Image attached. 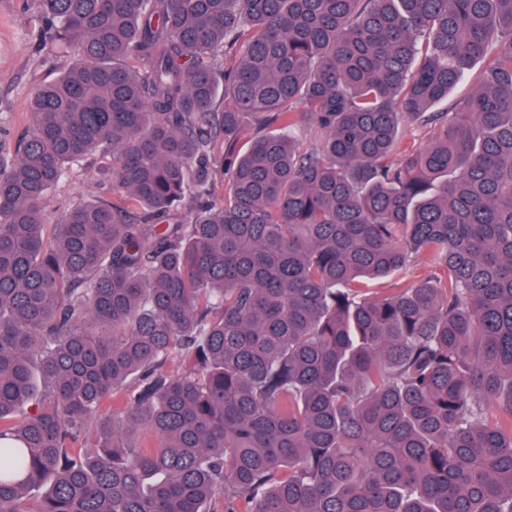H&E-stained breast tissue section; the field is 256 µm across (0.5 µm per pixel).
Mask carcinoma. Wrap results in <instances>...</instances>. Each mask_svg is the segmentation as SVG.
<instances>
[{
	"label": "carcinoma",
	"mask_w": 512,
	"mask_h": 512,
	"mask_svg": "<svg viewBox=\"0 0 512 512\" xmlns=\"http://www.w3.org/2000/svg\"><path fill=\"white\" fill-rule=\"evenodd\" d=\"M41 14L71 62L0 164V512H512V0ZM97 152L116 198L45 223Z\"/></svg>",
	"instance_id": "obj_1"
}]
</instances>
